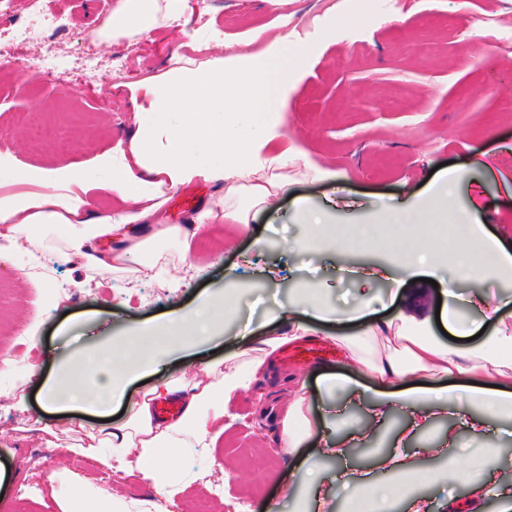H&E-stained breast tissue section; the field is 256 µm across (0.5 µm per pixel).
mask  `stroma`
<instances>
[{"label":"stroma","mask_w":512,"mask_h":512,"mask_svg":"<svg viewBox=\"0 0 512 512\" xmlns=\"http://www.w3.org/2000/svg\"><path fill=\"white\" fill-rule=\"evenodd\" d=\"M38 7L61 17L63 27L53 40L25 49V77L14 78L12 65L0 66V154L20 166L76 164L92 183L108 178L95 156L117 148L149 121L133 100L150 82L188 63L204 67L220 59L232 66L238 54L262 52L284 34L306 46L307 54L281 104L283 135L276 147L288 153L290 184L277 214L259 211L246 224L205 225L190 240L186 261L161 278L137 275L146 259L140 252L128 256V276L91 275L85 260L71 257L36 279L25 249L0 238V462L13 470L7 512H71L68 489L77 478L86 481L93 499L154 502L158 491L139 470L116 476L69 453L68 421L50 435L33 430L44 404L43 383L111 337L223 292L230 277L240 287L239 317L225 322L200 354L164 359L160 375L189 378L206 363L237 358L271 335L273 314L285 309L302 319L304 300L314 292L335 313L364 300L369 306L356 322L316 323L315 339L294 342V359L273 353L249 386L225 403L224 431L215 444L188 454L175 450L164 459L165 467L189 478L177 502L194 512L199 497L208 495L222 503V512L262 506L303 512L311 478L329 479L337 463L319 458L313 475L292 471L281 421L260 415L272 405L285 408L301 386L321 431L334 439L348 431L363 434L362 445L349 450V467L375 482H394L378 459L404 425L401 411L374 426L338 391L334 398L345 412L333 422L323 413L318 377L341 372L368 382L364 366L339 339L363 335L369 325L401 312L446 341L436 319L443 297L468 327L487 325L465 303L474 295L512 322V282L459 279L449 253L430 284L398 270L367 285L360 276L365 268L390 266L396 250L425 242L431 225L401 227L387 223L386 214L427 198L435 168L444 162L462 176L448 203L449 223L483 225L512 252V0H195L179 22L112 44L92 35L112 13L103 0H0V32ZM428 38L435 48L426 67L398 51ZM45 52L65 70V79L41 68ZM87 55L96 64L89 80L81 69ZM214 192L213 185L196 182L172 193L163 207L167 223H184ZM302 204L329 223L377 224L381 233L354 250L333 239L313 240L297 216ZM27 333L37 346L24 360L15 351L18 337ZM450 437L455 443L446 456L426 454L430 444ZM408 451L424 480L397 499L392 512H409L413 496L438 505L464 495L463 486L449 487L448 471L512 469V417L494 419L490 435L479 438L442 413L413 437Z\"/></svg>","instance_id":"1"}]
</instances>
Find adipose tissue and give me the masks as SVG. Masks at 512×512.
Instances as JSON below:
<instances>
[{
	"mask_svg": "<svg viewBox=\"0 0 512 512\" xmlns=\"http://www.w3.org/2000/svg\"><path fill=\"white\" fill-rule=\"evenodd\" d=\"M185 0H117L112 14L97 29L105 42L146 34L172 16L181 14ZM296 69L284 46L257 54L237 56L232 70L223 61L204 68L183 67L153 83L137 111L151 119L129 136L125 146L97 156L96 164L109 172L104 191L117 201L101 212L81 168L23 167L0 156V175L24 185V192L0 195V229L9 237L30 238L33 229L50 228L43 241L55 251L83 258L101 271L121 269L127 255L145 249L150 225L158 237L184 242L203 225L227 221L245 224L252 210L274 211L288 190L281 168L286 154L275 152L281 137L277 103L288 77ZM212 183L217 191L203 209L185 224L161 228L167 192L195 182ZM113 242L110 250L102 242ZM457 273L466 279L512 277V252L499 239L485 237L482 226L469 225L457 238ZM224 321V307L204 299L170 324L148 327L130 335L133 356L127 361L111 355L84 362L80 374L58 371L44 384V412L50 417L74 413L102 417L99 429L75 439L70 453L96 461L104 468L134 461L145 479L172 497L180 487L159 461L175 448H191L212 435V426L224 414V404L247 381L241 370L218 371L216 364L203 368L192 379L165 378L148 388L133 405L128 419L108 420L114 407L126 398L127 388L152 374L159 351L178 341L182 352L193 355L206 346ZM379 332L389 350L367 360L373 378L364 384L351 376L324 378L325 393L343 389L351 402L361 405L372 421H384L392 408H400L405 425L395 438V450L385 454L381 466L399 476H413L406 448L413 436L426 429L437 413L456 411L475 436L486 433L491 415L512 413V322H498L481 342L450 347L433 336L426 323L401 319L385 324ZM431 374L433 385H415L417 373ZM462 376V384L446 385L449 375ZM410 380L409 388L396 393L387 387ZM166 395L180 396V415L173 420L155 418L153 406ZM360 434L340 439L320 436L312 453L299 459L310 470L318 456L341 462L334 477L336 487L353 478L344 462ZM466 489L464 498L449 497L446 512H480L486 497L512 504V484L499 471L475 478L464 470L454 473Z\"/></svg>",
	"mask_w": 512,
	"mask_h": 512,
	"instance_id": "obj_1",
	"label": "adipose tissue"
}]
</instances>
